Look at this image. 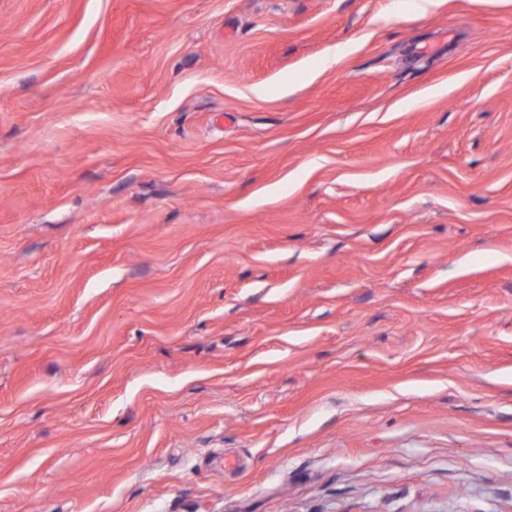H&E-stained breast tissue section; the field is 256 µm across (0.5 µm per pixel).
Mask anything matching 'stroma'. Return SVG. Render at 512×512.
I'll use <instances>...</instances> for the list:
<instances>
[{"instance_id":"1","label":"stroma","mask_w":512,"mask_h":512,"mask_svg":"<svg viewBox=\"0 0 512 512\" xmlns=\"http://www.w3.org/2000/svg\"><path fill=\"white\" fill-rule=\"evenodd\" d=\"M0 512H512V0H0Z\"/></svg>"}]
</instances>
